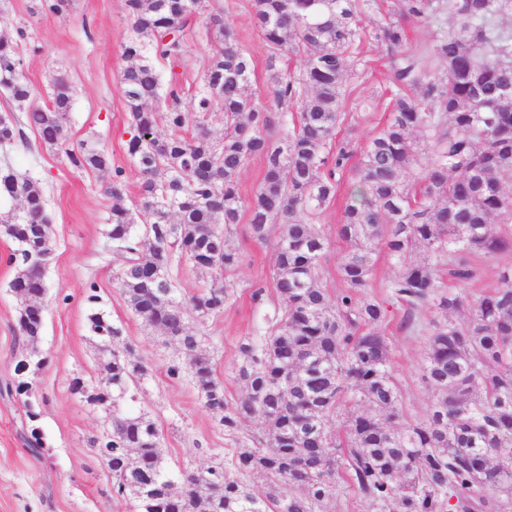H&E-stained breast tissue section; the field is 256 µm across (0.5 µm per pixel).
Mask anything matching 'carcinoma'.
<instances>
[{
  "label": "carcinoma",
  "mask_w": 512,
  "mask_h": 512,
  "mask_svg": "<svg viewBox=\"0 0 512 512\" xmlns=\"http://www.w3.org/2000/svg\"><path fill=\"white\" fill-rule=\"evenodd\" d=\"M396 8L398 19L369 24L371 0H253L268 69L304 58L299 73L274 76L277 105L298 112L290 120L248 96L252 57L207 0H125L128 153L142 182L136 209L114 206L108 218L115 280L129 309L190 358L168 363L167 378L190 375L203 406L221 413L219 424L231 435L259 419L233 469L222 462L183 469L176 492L156 423L121 410L147 367L129 347L112 351L109 376L94 384L112 388V430L90 440V452L130 512H329L344 484L376 512H512V266L477 299L467 294L479 276L473 257L494 259L512 248V232L499 230L512 224V31L499 23L512 16V0H397ZM195 20L221 48L186 111L181 85L162 84L152 57L177 61ZM448 20L452 30L407 45L404 22ZM364 40L386 47L393 89L385 125L351 165L354 150L336 140V128ZM21 63L17 41L1 33L0 86L22 110L32 87ZM414 88L420 97L409 94ZM71 100L72 87L58 76L49 104L24 109L26 120L73 167L109 168L105 150L69 148ZM159 100L163 134L148 107ZM217 110L224 112V137L215 142L205 124ZM189 111L198 127L190 138L182 135ZM16 132L14 120L0 116V143L13 142ZM418 133L432 142L425 164ZM254 157L264 161L263 184L246 201L239 175ZM344 177L352 191L337 234L348 244L338 257L347 288L332 296L317 275L330 248L319 219ZM2 194L23 203L22 212L0 216V234L14 243L11 288L24 301L46 287L48 266H32L27 254L48 253L51 225L27 175L0 170ZM244 212L262 243L280 225L273 287L281 307L268 330L238 346L236 378L245 396L232 407L189 313L203 322L223 312L234 285L219 279L186 306L169 267L178 259L224 274L234 269L238 254L214 225L227 231ZM380 244L398 265L386 292L402 305L404 327L428 336L419 379L433 401L416 423L401 421L402 395L381 328L385 307L365 294ZM417 248L425 260L407 261ZM426 305L437 318L423 325L417 315ZM465 307L466 320L455 321ZM88 323L102 343L122 336L100 311ZM18 325L26 345L35 346L43 321ZM336 419L333 433L328 423ZM254 478L264 482L261 495L249 484Z\"/></svg>",
  "instance_id": "carcinoma-1"
}]
</instances>
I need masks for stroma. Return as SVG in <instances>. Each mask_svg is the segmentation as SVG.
<instances>
[{
  "mask_svg": "<svg viewBox=\"0 0 512 512\" xmlns=\"http://www.w3.org/2000/svg\"><path fill=\"white\" fill-rule=\"evenodd\" d=\"M225 23L253 58L249 92L256 103L271 105L272 73L267 49L255 25L250 0H213ZM0 15L9 32H23L19 41L23 74L33 88L31 105L48 102L54 77L65 74L73 87L70 111V146L94 144L107 150L111 167L106 171L77 169L64 153L44 145L30 127L23 111L0 89V115L17 120L21 135L0 145V168L27 173L38 182L46 200L45 214L52 227L55 259L47 273V292L42 299L44 324L34 352H27L18 329L20 301L10 289L15 270L7 262L13 242L0 235V512H128L127 503L113 495L112 476L89 451L99 436L105 415L80 396L72 394L73 378L100 377L99 341L89 331L88 316L100 308L121 326L117 348L132 345L136 359L149 371L140 380L135 400L124 408L146 415L161 433V450L170 465L187 469L206 466L212 454L233 460L236 439L219 424V414L204 408L188 381H172L165 375L169 360L179 352L163 345L159 329L128 308L117 285L116 265L108 253L105 232L113 199L107 188L113 168H123V203L134 207L141 176L127 150L130 138L122 91L125 66L122 44L128 34L124 0H71L61 14L42 10L40 0H0ZM186 48L177 62L156 60L162 80L177 79L186 91L203 84L217 44L198 25L185 35ZM365 68L356 69L346 83L344 119L336 130L340 139L363 147L384 125L391 75L384 47L369 41L360 48ZM347 199L339 188L336 199L323 211L320 222L331 234V248L318 276L325 288L338 293L345 287L337 256L346 244L335 235ZM228 244L241 262L229 272L235 288L224 311L206 322L190 319L193 331L203 336L217 378L224 383L228 402H236L242 388L236 379L237 348L263 326L277 303L272 289L275 253L272 243H260L247 222L232 225ZM97 284L98 304L86 296ZM263 289L254 299L255 289ZM382 331L390 340L391 363L402 394L403 421L423 420L433 394L420 382L427 337L401 329L402 309L387 304ZM38 366L16 371L26 354ZM27 381L30 394H18V381ZM37 420H29L28 410ZM38 428L41 453H32L27 439Z\"/></svg>",
  "mask_w": 512,
  "mask_h": 512,
  "instance_id": "obj_1",
  "label": "stroma"
}]
</instances>
